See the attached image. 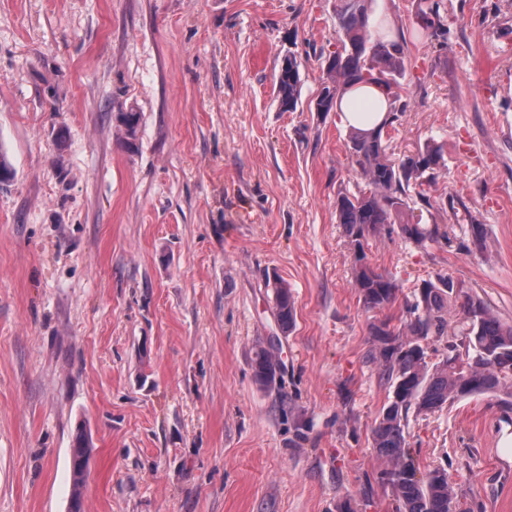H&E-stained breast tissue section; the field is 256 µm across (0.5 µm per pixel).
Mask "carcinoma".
<instances>
[{
  "label": "carcinoma",
  "instance_id": "carcinoma-1",
  "mask_svg": "<svg viewBox=\"0 0 512 512\" xmlns=\"http://www.w3.org/2000/svg\"><path fill=\"white\" fill-rule=\"evenodd\" d=\"M336 14V50L325 57L322 82L313 109L318 113L336 111L338 97L358 85L375 86L386 95L388 111L370 131H352L347 143L365 187L341 191L336 213L350 245L364 250L368 239L395 231L423 246L447 237L437 224L413 223L409 216L422 202L432 206L428 188L434 186L445 168L444 143L428 139L415 154L400 161L391 159L385 129L398 120L405 108L401 83L411 58L405 32L400 27H382L370 22L373 0H342ZM413 22L417 39L433 41L444 36L446 15L441 0H418ZM277 98L284 112L297 109L301 78L297 61L286 57L276 77ZM142 113L116 118L126 144L136 140ZM355 259L352 277L363 305L368 310L382 309L397 298L399 285L364 262ZM454 281L439 277L424 280L411 306L413 318L403 329L389 322L372 324L370 335L382 377L392 397L380 411L373 432V447L385 463L380 473L399 503V512H449L455 493L443 469L420 476L406 439L410 413L434 412L472 395L490 394L497 398L504 413L512 412V325L495 318L485 302L465 296L460 336L448 343V356L429 365L421 341L443 336L448 329L449 296ZM276 318L280 330L288 332L294 321V306L288 287L275 284ZM253 381L261 389L276 384L280 362L271 348L259 347L252 361ZM92 442L77 430L73 439L70 499L83 503L87 473L82 463L90 457Z\"/></svg>",
  "mask_w": 512,
  "mask_h": 512
}]
</instances>
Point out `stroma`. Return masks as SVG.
Returning a JSON list of instances; mask_svg holds the SVG:
<instances>
[{
	"mask_svg": "<svg viewBox=\"0 0 512 512\" xmlns=\"http://www.w3.org/2000/svg\"><path fill=\"white\" fill-rule=\"evenodd\" d=\"M443 3L445 38L408 45L388 144L445 143V208L422 221L448 237L370 239L366 263L400 286L373 312L336 220L358 182L350 130L310 109L342 0H0V512H67L80 426L86 512H397L372 446L390 388L371 324L403 327L441 274L512 324V0ZM288 55L293 112L274 93ZM271 341L263 390L252 360ZM407 441L468 512H512L495 397L411 415ZM297 61L285 57L279 66L276 77L277 98L280 108L285 112L296 111L301 93V78ZM276 318L283 333H287L294 321V306L288 287L282 282L275 284ZM253 381L261 389L272 388L280 372V362L271 348L259 346L252 361Z\"/></svg>",
	"mask_w": 512,
	"mask_h": 512,
	"instance_id": "stroma-1",
	"label": "stroma"
}]
</instances>
